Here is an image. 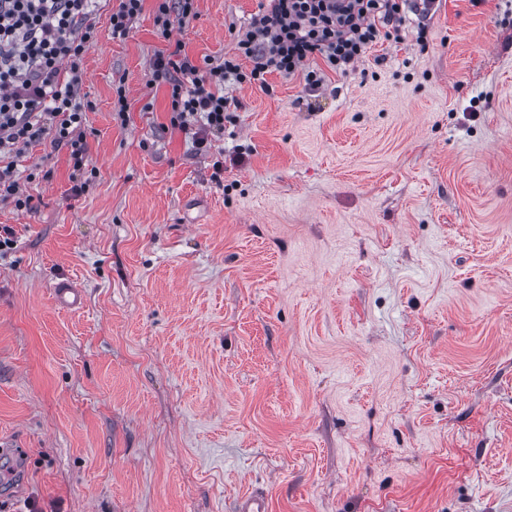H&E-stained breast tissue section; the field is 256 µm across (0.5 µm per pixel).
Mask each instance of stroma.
I'll return each instance as SVG.
<instances>
[{
	"instance_id": "35a3bbf8",
	"label": "stroma",
	"mask_w": 512,
	"mask_h": 512,
	"mask_svg": "<svg viewBox=\"0 0 512 512\" xmlns=\"http://www.w3.org/2000/svg\"><path fill=\"white\" fill-rule=\"evenodd\" d=\"M263 0H146L87 47L88 163L16 158L0 202V502L10 512H512V0H436L305 91L228 84L197 152L157 52L234 54ZM130 105L113 117L116 86ZM62 279L85 306H55ZM154 23L163 32H168L177 24L184 27L197 18L196 0H153ZM236 512H268L269 499L266 493L260 490L242 494L235 507Z\"/></svg>"
}]
</instances>
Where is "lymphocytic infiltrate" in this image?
I'll return each instance as SVG.
<instances>
[{
	"label": "lymphocytic infiltrate",
	"instance_id": "f902f5d3",
	"mask_svg": "<svg viewBox=\"0 0 512 512\" xmlns=\"http://www.w3.org/2000/svg\"><path fill=\"white\" fill-rule=\"evenodd\" d=\"M426 42L430 0H267L236 35V55L197 63L182 44L155 54L153 82L169 87L170 124L191 133L197 124L220 131L230 117L228 81L266 87L271 73H303L317 88L321 73L307 69L314 57L347 72L373 45L398 37L407 9ZM99 0H0V158L18 157L50 140L67 149L74 176L88 172L86 111L81 90L86 46L96 35ZM251 69H243V61Z\"/></svg>",
	"mask_w": 512,
	"mask_h": 512
}]
</instances>
